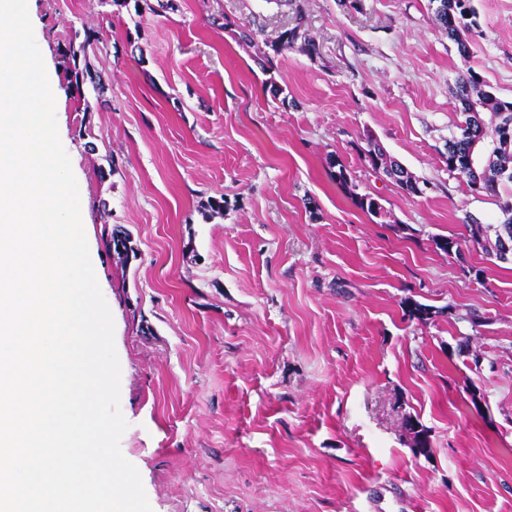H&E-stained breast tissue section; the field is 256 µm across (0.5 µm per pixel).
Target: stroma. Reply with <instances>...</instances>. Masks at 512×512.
<instances>
[{
    "mask_svg": "<svg viewBox=\"0 0 512 512\" xmlns=\"http://www.w3.org/2000/svg\"><path fill=\"white\" fill-rule=\"evenodd\" d=\"M168 2L31 9L114 320L121 451L153 512H512V263L464 224L499 223L512 183L472 193L441 158L460 75L512 100V0H473L466 58L429 0H304L320 55L284 53L270 75L257 57L291 23L286 0ZM249 22L252 45L235 35ZM88 28L108 87L89 112L91 86L66 80ZM374 141L421 194L367 168ZM118 227L125 261L103 243ZM407 297L440 315L409 319ZM409 417L429 457L411 451ZM404 425L406 430L412 435V452L417 456H428L432 451L429 430L412 418L406 419Z\"/></svg>",
    "mask_w": 512,
    "mask_h": 512,
    "instance_id": "1",
    "label": "stroma"
}]
</instances>
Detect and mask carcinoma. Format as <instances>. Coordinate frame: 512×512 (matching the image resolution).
Listing matches in <instances>:
<instances>
[{"label": "carcinoma", "instance_id": "cac0c4a2", "mask_svg": "<svg viewBox=\"0 0 512 512\" xmlns=\"http://www.w3.org/2000/svg\"><path fill=\"white\" fill-rule=\"evenodd\" d=\"M430 2L437 4L435 19L439 29L448 37V40L456 44L462 57L469 56V35L478 25L477 12L472 0H430ZM294 14L295 25L280 32L274 44L271 45V52H265L259 58L258 64L262 70L272 71L275 67V58L294 49L298 44L310 57L318 56L319 50L316 43L304 31L303 8L296 6ZM79 35L83 36L79 45L69 44V53L73 61V68L70 69V83L79 87L88 82L92 85L94 93L100 95L104 93L101 80L97 79L88 67L79 65V56L87 54L90 49H95L100 43V38L89 29L82 33L74 32V36ZM452 97L455 110L462 113L465 120L459 126L460 133L448 138L446 142L448 156L445 157V164H450V157L465 153L469 138H479L494 144L493 151L484 166L474 172L459 170L457 175L465 180L471 192L495 194L499 184L512 183V139L503 140L501 126L503 114L507 113L512 118V101L504 100L484 89L483 82L472 71L459 76ZM364 159L372 171L385 175L390 173V168L396 166L393 159L386 157L376 148L367 150ZM501 210L505 219L498 225H483L473 218L467 225L472 244L481 248L488 256L497 255L500 247L499 234L506 233L508 243H512V199L505 200ZM129 242V237L123 232H112L105 239L107 247L119 255L128 253ZM433 244L436 249L448 255L453 253L459 258L463 257L461 242L453 237H437L433 239ZM404 306L405 314L409 319H415L421 323H426L439 314L435 307L410 299L404 301ZM405 428L412 435V452L417 456H428L432 451L429 430L411 418L405 421Z\"/></svg>", "mask_w": 512, "mask_h": 512}]
</instances>
